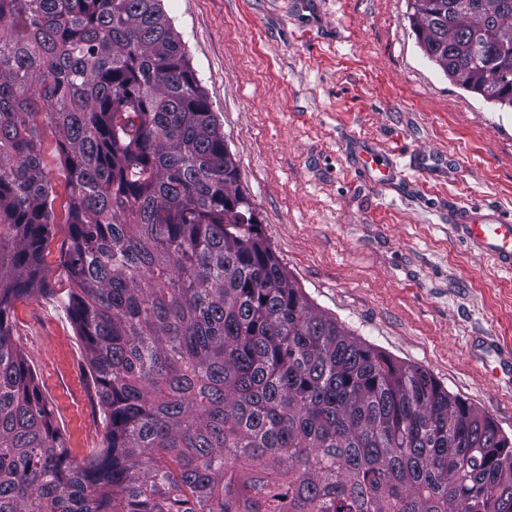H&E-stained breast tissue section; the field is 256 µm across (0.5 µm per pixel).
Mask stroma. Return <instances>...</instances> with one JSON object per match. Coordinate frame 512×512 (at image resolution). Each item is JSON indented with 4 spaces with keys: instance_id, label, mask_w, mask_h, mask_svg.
I'll return each mask as SVG.
<instances>
[{
    "instance_id": "stroma-1",
    "label": "stroma",
    "mask_w": 512,
    "mask_h": 512,
    "mask_svg": "<svg viewBox=\"0 0 512 512\" xmlns=\"http://www.w3.org/2000/svg\"><path fill=\"white\" fill-rule=\"evenodd\" d=\"M262 231L317 310L432 374L512 436V274L458 206L512 215V110L428 60L407 0H163ZM369 152L394 165L374 183ZM56 217L11 325L76 462L103 445Z\"/></svg>"
}]
</instances>
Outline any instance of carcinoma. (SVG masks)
<instances>
[{
	"mask_svg": "<svg viewBox=\"0 0 512 512\" xmlns=\"http://www.w3.org/2000/svg\"><path fill=\"white\" fill-rule=\"evenodd\" d=\"M407 0L512 109V0ZM61 265L104 420L83 463L13 336ZM0 512H512V438L310 303L264 238L161 0H0Z\"/></svg>",
	"mask_w": 512,
	"mask_h": 512,
	"instance_id": "cac0c4a2",
	"label": "carcinoma"
}]
</instances>
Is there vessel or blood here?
<instances>
[{
  "mask_svg": "<svg viewBox=\"0 0 512 512\" xmlns=\"http://www.w3.org/2000/svg\"><path fill=\"white\" fill-rule=\"evenodd\" d=\"M471 244L491 257L496 266L512 272V219H503L497 212L481 213L462 208L457 216Z\"/></svg>",
  "mask_w": 512,
  "mask_h": 512,
  "instance_id": "obj_1",
  "label": "vessel or blood"
}]
</instances>
